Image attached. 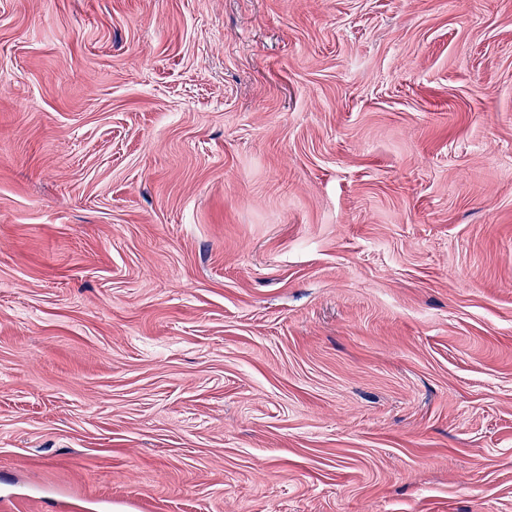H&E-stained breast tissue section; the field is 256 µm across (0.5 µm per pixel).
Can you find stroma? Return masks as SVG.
<instances>
[{"label": "stroma", "mask_w": 512, "mask_h": 512, "mask_svg": "<svg viewBox=\"0 0 512 512\" xmlns=\"http://www.w3.org/2000/svg\"><path fill=\"white\" fill-rule=\"evenodd\" d=\"M0 512H512V0H0Z\"/></svg>", "instance_id": "35a3bbf8"}]
</instances>
